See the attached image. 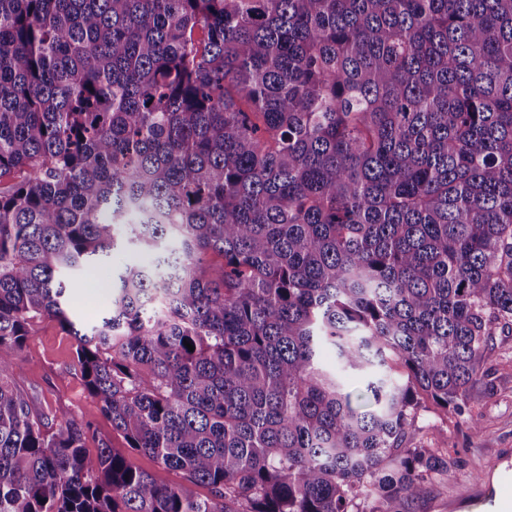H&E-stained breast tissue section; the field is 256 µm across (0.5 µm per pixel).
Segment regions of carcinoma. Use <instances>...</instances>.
<instances>
[{
    "instance_id": "cac0c4a2",
    "label": "carcinoma",
    "mask_w": 512,
    "mask_h": 512,
    "mask_svg": "<svg viewBox=\"0 0 512 512\" xmlns=\"http://www.w3.org/2000/svg\"><path fill=\"white\" fill-rule=\"evenodd\" d=\"M119 236L154 261L78 326L66 276ZM46 317L127 447L211 497L33 412ZM500 324L512 0H0V512H404L456 477L411 441L491 391Z\"/></svg>"
}]
</instances>
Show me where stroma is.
<instances>
[{"label":"stroma","mask_w":512,"mask_h":512,"mask_svg":"<svg viewBox=\"0 0 512 512\" xmlns=\"http://www.w3.org/2000/svg\"><path fill=\"white\" fill-rule=\"evenodd\" d=\"M150 253L119 246L109 262L97 264L86 272L69 277L66 293L67 311L75 323H85L103 315L112 292V275L126 265L143 264ZM488 363L493 368L495 390H474L469 402L478 415L480 427L471 430L462 418L429 410L423 412L421 424L431 426L433 434L427 445L458 459L460 469L455 480L434 488L424 500L409 504L408 512H448L447 502L464 485L475 486L489 470L496 457L512 454V330L497 329L489 346ZM75 340L54 319L40 322L25 348L18 355L17 385L24 390L36 409H67L78 419L92 422L112 445L121 449L137 470L150 474L157 483L190 487L200 498L210 490L202 484H189L182 472L164 468L152 456L127 448L124 439L113 432L96 399L84 388L74 370Z\"/></svg>","instance_id":"35a3bbf8"}]
</instances>
